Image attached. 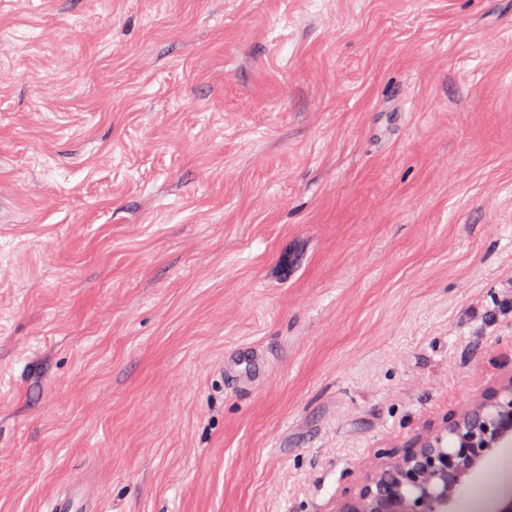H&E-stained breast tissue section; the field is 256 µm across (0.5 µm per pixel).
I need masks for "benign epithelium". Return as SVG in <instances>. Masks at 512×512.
I'll list each match as a JSON object with an SVG mask.
<instances>
[{"label": "benign epithelium", "mask_w": 512, "mask_h": 512, "mask_svg": "<svg viewBox=\"0 0 512 512\" xmlns=\"http://www.w3.org/2000/svg\"><path fill=\"white\" fill-rule=\"evenodd\" d=\"M512 435V378L434 438L400 451L378 450L383 463L356 481L337 512H459L464 476H486L484 461Z\"/></svg>", "instance_id": "7a95c632"}]
</instances>
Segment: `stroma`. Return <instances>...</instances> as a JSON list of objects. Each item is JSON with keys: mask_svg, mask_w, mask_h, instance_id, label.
I'll return each instance as SVG.
<instances>
[{"mask_svg": "<svg viewBox=\"0 0 512 512\" xmlns=\"http://www.w3.org/2000/svg\"><path fill=\"white\" fill-rule=\"evenodd\" d=\"M511 377L512 0H0V512H338ZM269 361L265 354L258 349L246 353H237L224 360V368L240 382H257L265 373ZM77 498L82 501L85 510H91L87 507V503L94 502L92 491L89 487L83 486V488L73 487L57 496L52 504V512H73L76 508L74 502Z\"/></svg>", "mask_w": 512, "mask_h": 512, "instance_id": "obj_1", "label": "stroma"}]
</instances>
